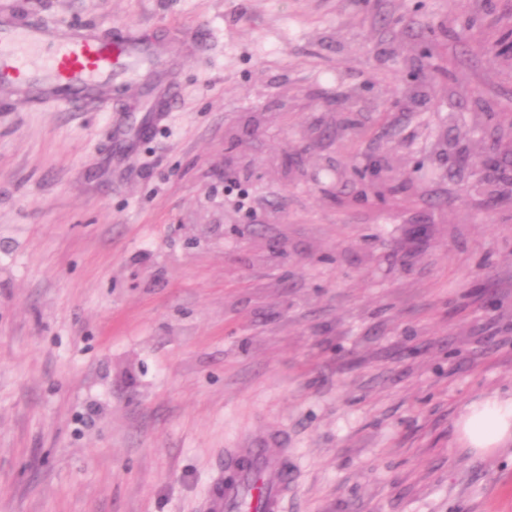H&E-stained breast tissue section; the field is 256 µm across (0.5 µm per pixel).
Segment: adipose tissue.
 I'll return each instance as SVG.
<instances>
[{
	"mask_svg": "<svg viewBox=\"0 0 512 512\" xmlns=\"http://www.w3.org/2000/svg\"><path fill=\"white\" fill-rule=\"evenodd\" d=\"M456 430L467 448L487 455L512 443V397L486 396L466 405Z\"/></svg>",
	"mask_w": 512,
	"mask_h": 512,
	"instance_id": "1",
	"label": "adipose tissue"
}]
</instances>
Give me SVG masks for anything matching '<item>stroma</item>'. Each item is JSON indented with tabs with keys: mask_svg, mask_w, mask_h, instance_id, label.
Returning <instances> with one entry per match:
<instances>
[{
	"mask_svg": "<svg viewBox=\"0 0 512 512\" xmlns=\"http://www.w3.org/2000/svg\"><path fill=\"white\" fill-rule=\"evenodd\" d=\"M1 10L150 38L180 99L0 88V512H210L230 448L287 449L285 512H512V445L455 428L512 395V198L474 164L512 182V0Z\"/></svg>",
	"mask_w": 512,
	"mask_h": 512,
	"instance_id": "1",
	"label": "stroma"
}]
</instances>
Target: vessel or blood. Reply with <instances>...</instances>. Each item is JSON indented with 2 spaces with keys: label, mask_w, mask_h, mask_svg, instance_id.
Instances as JSON below:
<instances>
[{
  "label": "vessel or blood",
  "mask_w": 512,
  "mask_h": 512,
  "mask_svg": "<svg viewBox=\"0 0 512 512\" xmlns=\"http://www.w3.org/2000/svg\"><path fill=\"white\" fill-rule=\"evenodd\" d=\"M157 55L145 39L110 40L96 28L59 29L14 16L0 18V86L45 105L92 101L106 110L105 92L134 83ZM229 471L211 502L214 512H283L288 454L282 448H232Z\"/></svg>",
  "instance_id": "obj_1"
}]
</instances>
